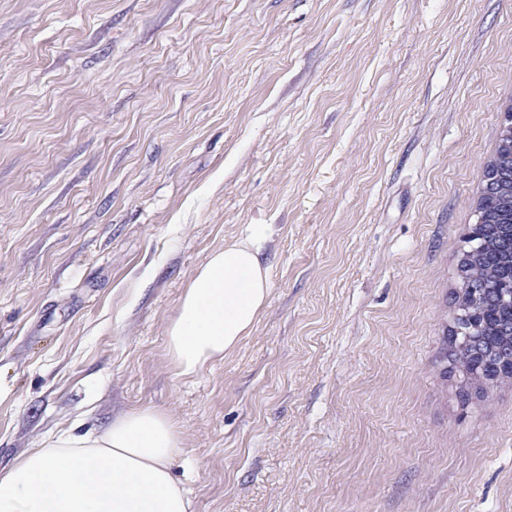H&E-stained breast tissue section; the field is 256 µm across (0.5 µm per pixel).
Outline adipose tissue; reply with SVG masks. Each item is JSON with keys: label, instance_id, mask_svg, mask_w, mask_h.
Segmentation results:
<instances>
[{"label": "adipose tissue", "instance_id": "adipose-tissue-1", "mask_svg": "<svg viewBox=\"0 0 512 512\" xmlns=\"http://www.w3.org/2000/svg\"><path fill=\"white\" fill-rule=\"evenodd\" d=\"M264 230L213 251L186 288L166 336L181 375L233 353L268 303L270 278L260 254ZM183 438L171 417L144 406L104 430L56 435L0 472V512H191L172 475Z\"/></svg>", "mask_w": 512, "mask_h": 512}]
</instances>
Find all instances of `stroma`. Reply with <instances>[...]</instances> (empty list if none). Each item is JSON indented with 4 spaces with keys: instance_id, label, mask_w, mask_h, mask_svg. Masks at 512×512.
I'll return each instance as SVG.
<instances>
[{
    "instance_id": "obj_1",
    "label": "stroma",
    "mask_w": 512,
    "mask_h": 512,
    "mask_svg": "<svg viewBox=\"0 0 512 512\" xmlns=\"http://www.w3.org/2000/svg\"><path fill=\"white\" fill-rule=\"evenodd\" d=\"M512 0H0V471L151 405L192 512H512V378L450 356ZM269 303L194 377L211 252ZM263 240L262 227H249L213 251L185 289L166 336L181 375H196L224 359L253 332L271 290L260 258Z\"/></svg>"
}]
</instances>
